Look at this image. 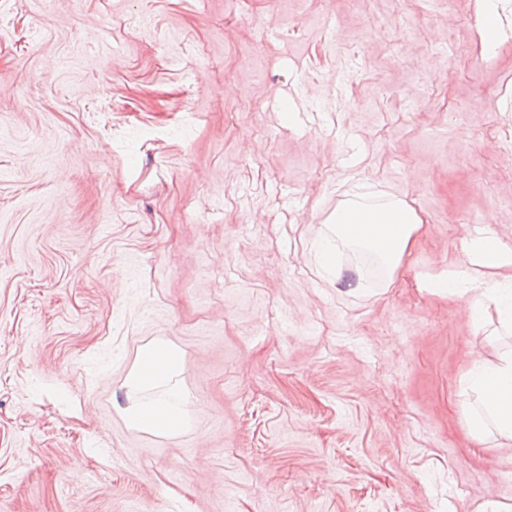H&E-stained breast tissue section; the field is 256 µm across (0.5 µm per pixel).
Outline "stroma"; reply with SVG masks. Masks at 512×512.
I'll return each instance as SVG.
<instances>
[{
  "mask_svg": "<svg viewBox=\"0 0 512 512\" xmlns=\"http://www.w3.org/2000/svg\"><path fill=\"white\" fill-rule=\"evenodd\" d=\"M512 41L474 0H0V512H512L466 424L494 309L428 289L512 247ZM424 227L321 276L352 192ZM172 340L189 426L128 428ZM474 6L481 47L493 52L512 38V1L475 0Z\"/></svg>",
  "mask_w": 512,
  "mask_h": 512,
  "instance_id": "stroma-1",
  "label": "stroma"
}]
</instances>
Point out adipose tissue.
Wrapping results in <instances>:
<instances>
[{
	"instance_id": "adipose-tissue-1",
	"label": "adipose tissue",
	"mask_w": 512,
	"mask_h": 512,
	"mask_svg": "<svg viewBox=\"0 0 512 512\" xmlns=\"http://www.w3.org/2000/svg\"><path fill=\"white\" fill-rule=\"evenodd\" d=\"M477 32L484 51H495L512 40V0H475ZM330 233L316 244V259L326 276L339 278L338 246L367 249L388 269H396L408 251L421 220L404 200L391 199L376 205L343 204L329 216ZM465 264L434 281L436 291L451 296L470 295L471 316L480 319L486 304H493L500 323L512 328V249L505 247L494 231L478 230L463 244ZM185 360L169 340L156 339L143 345L127 387L131 393L121 416L132 429L174 435L186 426L187 395L179 377ZM479 407L467 418L474 436L488 429L512 438V350L495 360L479 364L468 377ZM163 389L160 398L148 403L136 394L147 387Z\"/></svg>"
}]
</instances>
